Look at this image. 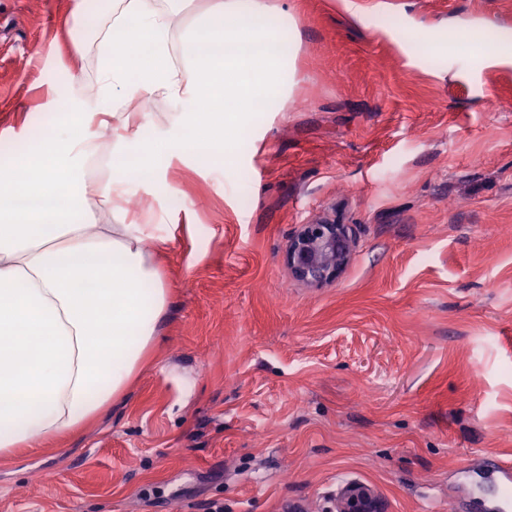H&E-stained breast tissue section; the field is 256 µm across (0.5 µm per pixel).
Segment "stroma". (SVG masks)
<instances>
[{"label":"stroma","mask_w":512,"mask_h":512,"mask_svg":"<svg viewBox=\"0 0 512 512\" xmlns=\"http://www.w3.org/2000/svg\"><path fill=\"white\" fill-rule=\"evenodd\" d=\"M290 8L297 84L238 164L185 156L129 176L158 224L170 306L123 400L0 463V512H325L350 482L386 512H485L479 455L512 460V65L480 80L418 31L512 42V0H265ZM74 0H0V162L88 113L110 138ZM127 138H175L148 96ZM351 225L336 282L285 262L297 225Z\"/></svg>","instance_id":"obj_1"}]
</instances>
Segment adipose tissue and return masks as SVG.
<instances>
[{
  "instance_id": "ef3b65f1",
  "label": "adipose tissue",
  "mask_w": 512,
  "mask_h": 512,
  "mask_svg": "<svg viewBox=\"0 0 512 512\" xmlns=\"http://www.w3.org/2000/svg\"><path fill=\"white\" fill-rule=\"evenodd\" d=\"M189 0H74L82 16L72 44H95L100 102L148 95L178 101L180 135L137 150L136 172L153 181L174 155L211 149L230 166L257 113L281 107L296 81L283 17L264 0H215L186 18ZM207 112H198L199 103ZM84 113L67 131L29 140L0 165V460L33 436L73 433L128 390L160 337L169 292L147 224L127 222L117 178L94 156H128L127 139L80 142ZM99 201L86 221L82 201Z\"/></svg>"
}]
</instances>
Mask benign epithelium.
Instances as JSON below:
<instances>
[{"label":"benign epithelium","mask_w":512,"mask_h":512,"mask_svg":"<svg viewBox=\"0 0 512 512\" xmlns=\"http://www.w3.org/2000/svg\"><path fill=\"white\" fill-rule=\"evenodd\" d=\"M355 244L349 225L322 218L298 225L288 240L284 260L297 282L319 288L344 273ZM336 512H384V504L370 486L352 482L337 495Z\"/></svg>","instance_id":"obj_1"}]
</instances>
